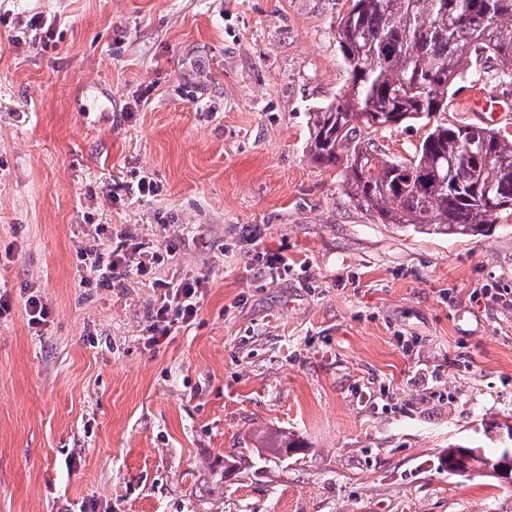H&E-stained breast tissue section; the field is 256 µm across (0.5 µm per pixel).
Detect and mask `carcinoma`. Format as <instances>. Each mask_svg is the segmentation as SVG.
<instances>
[{
    "instance_id": "1",
    "label": "carcinoma",
    "mask_w": 512,
    "mask_h": 512,
    "mask_svg": "<svg viewBox=\"0 0 512 512\" xmlns=\"http://www.w3.org/2000/svg\"><path fill=\"white\" fill-rule=\"evenodd\" d=\"M336 41L350 82L312 112L310 157L340 169L347 195L382 224L427 234L485 236L512 215V136L477 124L435 123L401 165L363 136L375 122L394 127L448 111V93L489 66L512 82V0H353ZM248 453L274 458L301 450L281 431ZM504 451L454 444L440 456L450 471L495 465Z\"/></svg>"
}]
</instances>
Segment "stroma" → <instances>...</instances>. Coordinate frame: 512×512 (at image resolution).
<instances>
[{
    "label": "stroma",
    "instance_id": "1",
    "mask_svg": "<svg viewBox=\"0 0 512 512\" xmlns=\"http://www.w3.org/2000/svg\"><path fill=\"white\" fill-rule=\"evenodd\" d=\"M351 4L0 0V512H512V484L438 467L451 444L497 451L484 428L512 419V223L383 224L310 159ZM143 173L159 195L113 201ZM125 232L170 253L80 287L79 243ZM174 275L206 278L202 308L146 347L152 281ZM266 427L303 451L214 487ZM23 308L28 328L34 332V335H40L42 327L47 325L51 313L48 299L33 292L27 296Z\"/></svg>",
    "mask_w": 512,
    "mask_h": 512
}]
</instances>
